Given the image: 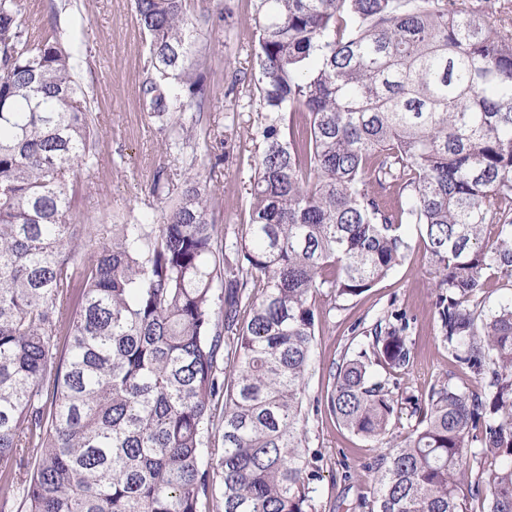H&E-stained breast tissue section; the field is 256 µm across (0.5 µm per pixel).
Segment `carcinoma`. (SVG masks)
<instances>
[{"label": "carcinoma", "instance_id": "cac0c4a2", "mask_svg": "<svg viewBox=\"0 0 512 512\" xmlns=\"http://www.w3.org/2000/svg\"><path fill=\"white\" fill-rule=\"evenodd\" d=\"M252 2L255 71L223 93L246 86L244 135L262 150L247 221L221 242L194 156L180 191L154 177L162 223L77 221L98 166L78 49L0 0V512L15 490L25 512H199L213 469L222 512H314L311 411L386 443L360 512H512V303L481 310L488 273L512 280V25L499 0ZM134 11L148 112L183 155L217 95L199 35L224 11ZM409 225L430 255L441 346L487 381L400 394L374 373L411 361L409 320L391 312L308 405L313 295L369 291L411 251ZM404 404L415 425L388 441Z\"/></svg>", "mask_w": 512, "mask_h": 512}]
</instances>
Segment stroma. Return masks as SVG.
<instances>
[{
  "mask_svg": "<svg viewBox=\"0 0 512 512\" xmlns=\"http://www.w3.org/2000/svg\"><path fill=\"white\" fill-rule=\"evenodd\" d=\"M60 6V26L73 32L80 48V77L98 114L99 170L96 178L103 198L100 208L81 209L84 224H156L166 203L152 197L149 188L158 170L178 173L182 159L167 151L157 127L142 106V83L148 49L136 22L131 0H20L30 32L46 25L49 3ZM232 16L223 29L202 32L203 71L211 84L223 87L235 72H250L253 5L251 0H227ZM248 109L217 96L208 114L215 136L231 137L233 148L222 163H214L205 145H198L195 166L215 186L220 211L219 229L233 232L243 220L242 202L258 151L242 132L252 123ZM435 290L429 255L415 244L406 259L374 288L333 306L317 296L320 313L317 349L307 389L308 399L326 395L331 368L348 348L361 341L366 330L391 310L406 313L414 361L398 372L405 395H427L432 383L445 374L455 385L474 390L482 379L459 367L440 344L433 305ZM310 448L320 450L319 478L315 482V512H359V497L371 496L375 485L368 463L380 454L377 444L360 439L325 415L310 416Z\"/></svg>",
  "mask_w": 512,
  "mask_h": 512,
  "instance_id": "stroma-1",
  "label": "stroma"
}]
</instances>
